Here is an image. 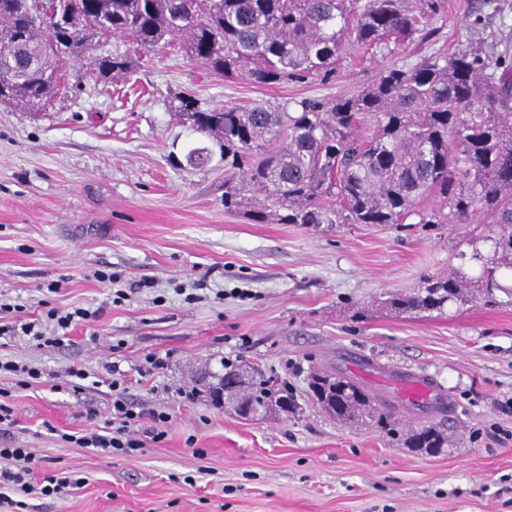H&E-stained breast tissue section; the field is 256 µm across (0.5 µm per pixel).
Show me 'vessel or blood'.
Listing matches in <instances>:
<instances>
[{
	"label": "vessel or blood",
	"mask_w": 512,
	"mask_h": 512,
	"mask_svg": "<svg viewBox=\"0 0 512 512\" xmlns=\"http://www.w3.org/2000/svg\"><path fill=\"white\" fill-rule=\"evenodd\" d=\"M378 379L405 406H423L428 414L435 416L449 415L454 411L452 400L430 377L387 368L379 373Z\"/></svg>",
	"instance_id": "vessel-or-blood-1"
}]
</instances>
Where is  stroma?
Segmentation results:
<instances>
[{"label": "stroma", "instance_id": "1", "mask_svg": "<svg viewBox=\"0 0 512 512\" xmlns=\"http://www.w3.org/2000/svg\"><path fill=\"white\" fill-rule=\"evenodd\" d=\"M439 2L431 41L374 59L348 50L327 79L261 85L212 73L175 44L144 53L121 41L131 73L106 84L70 62L46 109L0 107V299L25 301L32 320L50 306L99 312L54 347L0 337L1 357L42 373L28 388L0 376L15 410L0 448L31 449L36 475L79 479L21 512H512V439L496 435L512 432V305L414 317L383 304L471 269L473 251L489 250L484 227L252 223L224 209L219 142L178 109L185 94L210 109L331 100L381 67L467 43L512 57V0ZM197 147L207 157L189 163ZM98 270L124 274V300ZM151 356L163 368L150 369ZM362 358L434 378L455 413H399L394 436L316 409L305 390L317 368L377 390ZM113 363L133 411L169 421L161 442L99 455L76 439L112 412ZM229 364L287 380L299 409L225 411L204 377ZM73 366L88 374L79 391ZM427 422L447 439L439 453L404 444Z\"/></svg>", "mask_w": 512, "mask_h": 512}]
</instances>
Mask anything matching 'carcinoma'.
<instances>
[{
  "instance_id": "obj_1",
  "label": "carcinoma",
  "mask_w": 512,
  "mask_h": 512,
  "mask_svg": "<svg viewBox=\"0 0 512 512\" xmlns=\"http://www.w3.org/2000/svg\"><path fill=\"white\" fill-rule=\"evenodd\" d=\"M64 4L53 54L31 23L43 0H0V105L50 103L70 61L99 80L130 70L108 37L146 51L179 41L190 58L227 77L260 84L335 72L347 49L385 50L437 27V0H58ZM197 19L188 21L191 13ZM195 131L224 150V209L282 224H487L490 254L473 274L430 276L386 303L406 313L442 312L481 299L512 304V63L466 45L412 65L386 67L356 93L302 98L272 108L202 109L180 99ZM308 394L344 423L369 418L396 434L395 413L370 390L338 376L308 380ZM295 401L274 376L253 377L248 405ZM445 436L413 430L409 448L435 453Z\"/></svg>"
}]
</instances>
